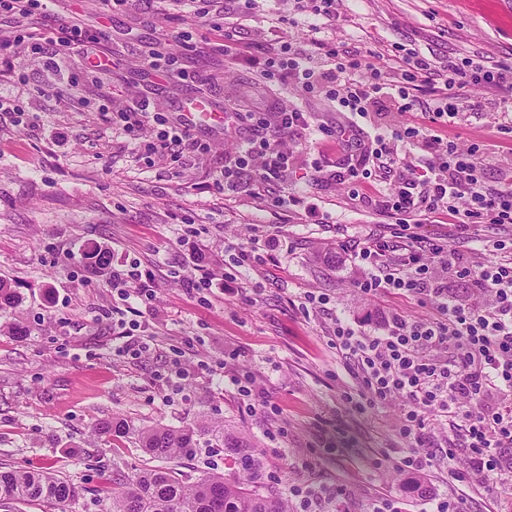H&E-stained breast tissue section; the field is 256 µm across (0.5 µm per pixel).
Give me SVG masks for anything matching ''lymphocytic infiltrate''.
I'll return each instance as SVG.
<instances>
[{
    "label": "lymphocytic infiltrate",
    "mask_w": 512,
    "mask_h": 512,
    "mask_svg": "<svg viewBox=\"0 0 512 512\" xmlns=\"http://www.w3.org/2000/svg\"><path fill=\"white\" fill-rule=\"evenodd\" d=\"M287 72L302 96H321L335 102L337 113L367 115L370 108L388 99L399 112L415 110L419 78L431 77L426 57L402 60L391 87L379 81L380 70L355 55L321 43L308 51L285 46L267 58L260 72L269 80ZM495 89L512 100V65L488 68L468 59L448 64V76L436 88L437 102L425 111L424 121L393 132L375 134L367 140L346 137L342 124L326 125L322 134L334 137L350 154L351 164L338 177L349 180L374 169L394 190H377L375 205L398 219L393 239L361 248L356 257L364 268L357 283L361 293L377 292L409 296L431 310L429 318L407 322L393 314L384 322V335L356 332L344 321H336L330 342L337 353L352 361L359 388L346 398L362 411L399 395L406 400L400 435L417 447L424 437L423 414L436 411L448 420V471L456 481L468 473L481 474L487 488L512 487V462H504L500 451L512 447V237L493 241L498 261L473 269L455 249L441 241L421 242L408 219L423 213L446 212L455 223L512 226V185H488L478 149L459 152L454 142L443 141L437 130L445 119L460 110L458 91L466 85ZM251 136L235 166L225 168V186L234 185L241 168L253 157H262L256 170L261 181L281 178L289 167L281 140L309 124L307 112L293 108L269 115L238 113ZM159 131L151 153H161L187 133L183 124L172 123L148 104L133 111L114 113L112 121L131 131L145 121ZM414 144L424 141L440 148L437 167L423 171L414 163H401L392 141ZM465 208H458V200ZM455 279L468 280L478 293L489 295L486 306L459 302L450 291ZM466 448L458 458L457 448Z\"/></svg>",
    "instance_id": "1"
}]
</instances>
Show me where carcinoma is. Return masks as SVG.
Segmentation results:
<instances>
[{
    "label": "carcinoma",
    "instance_id": "carcinoma-1",
    "mask_svg": "<svg viewBox=\"0 0 512 512\" xmlns=\"http://www.w3.org/2000/svg\"><path fill=\"white\" fill-rule=\"evenodd\" d=\"M97 435L130 437L154 464H146L126 482L112 489L110 512H288L286 494L257 482L263 460L248 439L202 415L192 427L163 424L136 425L123 417L97 423ZM207 436L224 448L231 476L212 474L195 481L175 477L162 466L196 447V437ZM79 490L41 467L0 470L1 501H46L66 512Z\"/></svg>",
    "mask_w": 512,
    "mask_h": 512
}]
</instances>
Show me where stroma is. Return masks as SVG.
<instances>
[{"label": "stroma", "instance_id": "stroma-1", "mask_svg": "<svg viewBox=\"0 0 512 512\" xmlns=\"http://www.w3.org/2000/svg\"><path fill=\"white\" fill-rule=\"evenodd\" d=\"M313 0H212L209 21L197 0H51L31 19L44 36L80 20L102 32L105 70L89 73L73 49L49 67L44 55L17 41V23L0 17V41L13 45L11 73L0 75V97L19 99L23 114L0 112V278L18 295L0 311V469L41 466L78 486L69 512H109L112 486L145 464L135 440L94 435L102 419L121 415L140 425H194L207 415L257 446L261 485L285 491L289 512H303L310 490L316 512H336L335 489L348 512H373L392 501L402 512H431L435 499L465 501L467 512H512L511 491H488L448 475L444 418L424 415L431 466L410 473L396 459L409 449L397 429L404 405L359 412L344 399L356 388L352 363L337 355L329 331L335 319L381 334L385 315L419 319L413 300L358 291L356 253L389 237L394 217L356 199L337 181L347 157L318 126L334 106L299 97L287 79L272 81L269 110L301 107L310 126L282 142L294 161L284 181L309 205L278 203L281 182L262 183L241 172L235 191L222 173L244 144L232 132L192 131L178 158L150 155L152 126L129 133L112 124L113 112L148 103L178 118L181 100L204 94L216 105L246 109L264 61L286 43L319 38L338 49L395 55L407 49L427 57L435 81L449 61L512 65V0H335L336 20L313 10ZM236 41L225 54L223 33ZM158 49L178 60L190 81L149 74L144 56ZM77 85L72 99L45 94ZM480 112L461 110L443 133L459 148L480 147L487 182L512 165V141L499 133L512 104L494 90L461 89ZM417 233L441 240L481 267L497 261L488 238L512 236L489 224L459 226L447 216H420ZM262 244V260L237 263L239 248ZM113 264L134 261L154 275L150 302L124 298L110 273L87 270L81 255L92 247ZM235 276L225 284V273ZM209 274L207 290L188 281ZM325 305L306 310L307 295ZM149 345L140 356L121 353L125 334ZM254 375L274 411L251 410L231 384ZM386 449L388 459L374 460ZM224 469V450L200 440L178 470L194 480Z\"/></svg>", "mask_w": 512, "mask_h": 512}]
</instances>
